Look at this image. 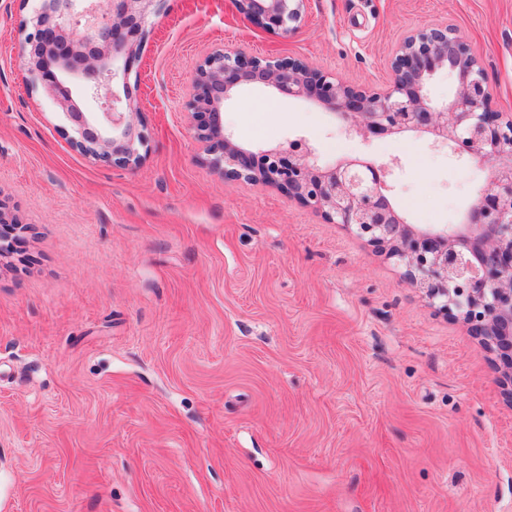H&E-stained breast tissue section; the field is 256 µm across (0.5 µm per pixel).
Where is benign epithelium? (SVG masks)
I'll list each match as a JSON object with an SVG mask.
<instances>
[{
    "mask_svg": "<svg viewBox=\"0 0 512 512\" xmlns=\"http://www.w3.org/2000/svg\"><path fill=\"white\" fill-rule=\"evenodd\" d=\"M305 0H233L236 12L266 31L288 37ZM164 0H40L33 32L19 49L30 87H45L82 154L116 166L141 161L145 135L137 127L140 100L129 94L131 62L142 48L146 18ZM455 78L448 101L435 102L428 84L440 70ZM392 79L381 91L347 84L298 58H264L243 50L207 55L190 80V130L207 163L226 181L262 183L341 224L403 268L410 285L445 316L467 325L494 355L500 384L512 399V118L492 107L484 69L469 44L440 23L399 44ZM104 101L83 112L71 85ZM261 84L289 98L330 108L365 139L415 132L435 145L487 161L489 181L465 222L418 229L385 193L382 165L350 159L331 167L294 140L254 152L224 133V101L242 86Z\"/></svg>",
    "mask_w": 512,
    "mask_h": 512,
    "instance_id": "7a95c632",
    "label": "benign epithelium"
}]
</instances>
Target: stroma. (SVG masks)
<instances>
[{
  "label": "stroma",
  "instance_id": "35a3bbf8",
  "mask_svg": "<svg viewBox=\"0 0 512 512\" xmlns=\"http://www.w3.org/2000/svg\"><path fill=\"white\" fill-rule=\"evenodd\" d=\"M38 0H0V512H512V400L494 357L393 260L189 130L211 51L297 57L385 87L403 36L445 23L512 115V0H306L287 38L232 0H166L139 62L142 162L75 150L18 57ZM238 145L389 164L421 227L462 223L490 168L411 133L365 139L260 85Z\"/></svg>",
  "mask_w": 512,
  "mask_h": 512
}]
</instances>
